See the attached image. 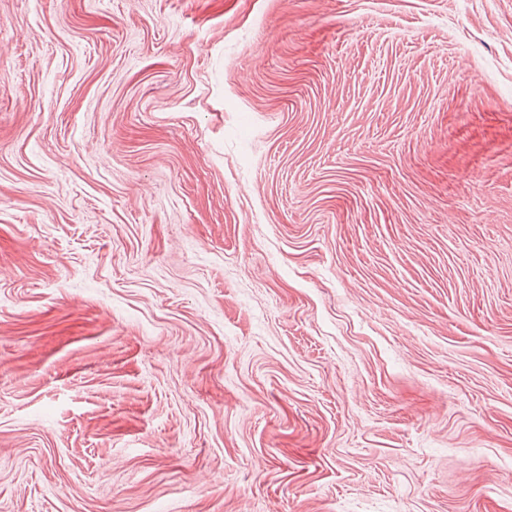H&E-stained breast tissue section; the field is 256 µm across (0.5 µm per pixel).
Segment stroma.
<instances>
[{
	"mask_svg": "<svg viewBox=\"0 0 512 512\" xmlns=\"http://www.w3.org/2000/svg\"><path fill=\"white\" fill-rule=\"evenodd\" d=\"M0 512H512V0H0Z\"/></svg>",
	"mask_w": 512,
	"mask_h": 512,
	"instance_id": "35a3bbf8",
	"label": "stroma"
}]
</instances>
